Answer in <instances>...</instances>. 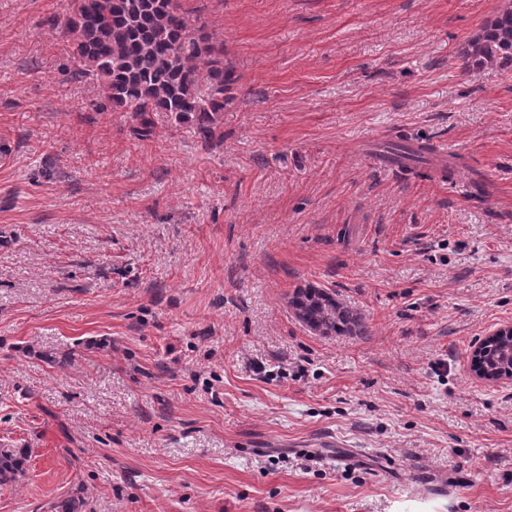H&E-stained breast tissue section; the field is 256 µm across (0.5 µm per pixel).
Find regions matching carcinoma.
<instances>
[{
    "instance_id": "1",
    "label": "carcinoma",
    "mask_w": 512,
    "mask_h": 512,
    "mask_svg": "<svg viewBox=\"0 0 512 512\" xmlns=\"http://www.w3.org/2000/svg\"><path fill=\"white\" fill-rule=\"evenodd\" d=\"M46 23L66 39L76 78L97 82L112 110L131 113L136 134L148 137L163 112L176 128L194 127L206 148L224 140V40L193 31L183 0H69L65 15ZM462 58L477 68L512 66V0L465 41ZM291 305L304 323L363 330L356 313L319 288L294 293ZM475 365L512 369V336L486 341ZM26 461L25 449L0 448V485L24 475Z\"/></svg>"
}]
</instances>
